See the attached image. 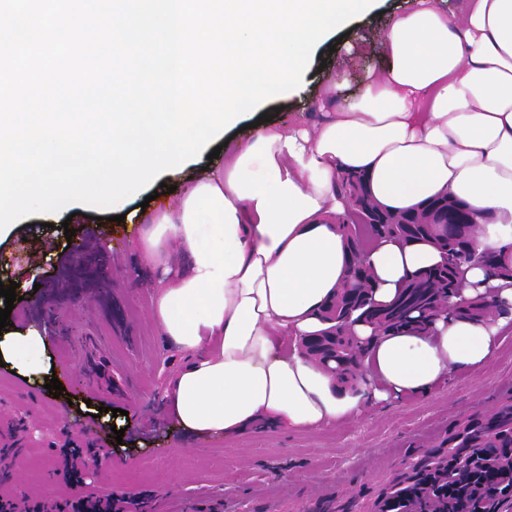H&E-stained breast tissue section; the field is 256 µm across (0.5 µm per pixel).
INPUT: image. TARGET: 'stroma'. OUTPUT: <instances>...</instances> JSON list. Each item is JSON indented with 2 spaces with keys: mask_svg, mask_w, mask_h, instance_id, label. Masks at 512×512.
Instances as JSON below:
<instances>
[{
  "mask_svg": "<svg viewBox=\"0 0 512 512\" xmlns=\"http://www.w3.org/2000/svg\"><path fill=\"white\" fill-rule=\"evenodd\" d=\"M416 0H379L376 11L351 20L345 35L330 33L319 46L305 84L265 102L246 122L267 114L274 126H315L326 115L315 107L322 86H339V101L356 99L387 61L378 41L391 21L411 10ZM364 51L349 56L350 44ZM210 148L178 171L160 174L133 195L127 211L139 210L145 197L185 188L208 166ZM89 220L96 240L90 248L112 262L96 288L79 296L67 289V268L58 258L70 247L60 225L67 210L20 219L16 231L0 241V282H16L21 300L10 319L16 326L45 328L66 323L70 336L52 342L55 376L64 390L52 396L8 368L0 367V421L21 428L18 459L0 481V497L78 499L93 489L125 497L145 512H366L373 498H386L405 474L448 453V438L494 407L512 404V333L497 356L476 372L463 371L429 394L369 409L360 420L312 433H288L256 427L233 438L196 439L181 434L157 412L168 374L183 362L151 319L152 292L136 274L139 263L134 233L126 223ZM120 409L112 423L89 416V407ZM123 429L115 440L114 429ZM109 447V459L83 467L81 482L65 483L61 450Z\"/></svg>",
  "mask_w": 512,
  "mask_h": 512,
  "instance_id": "1",
  "label": "stroma"
}]
</instances>
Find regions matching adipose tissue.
Segmentation results:
<instances>
[{
    "label": "adipose tissue",
    "instance_id": "obj_1",
    "mask_svg": "<svg viewBox=\"0 0 512 512\" xmlns=\"http://www.w3.org/2000/svg\"><path fill=\"white\" fill-rule=\"evenodd\" d=\"M381 47L387 68L358 98L340 105L335 84L325 87L326 121L263 127L227 145L223 167L194 179L175 204L128 215L139 227L143 267L166 271L152 315L185 356L159 406L177 429L208 439L261 423L301 432L337 427L480 370L512 331V278L465 265L447 306L422 324L388 331L352 324L364 358L350 385L300 348L326 329L323 309L350 276L341 175L363 176L390 211L441 196L465 202L475 250L512 269V0H459L451 14L417 0ZM363 260L373 300L386 304L444 257L429 241L381 238ZM476 300L482 316H462ZM50 344L32 326L1 328L0 363L43 383Z\"/></svg>",
    "mask_w": 512,
    "mask_h": 512
}]
</instances>
